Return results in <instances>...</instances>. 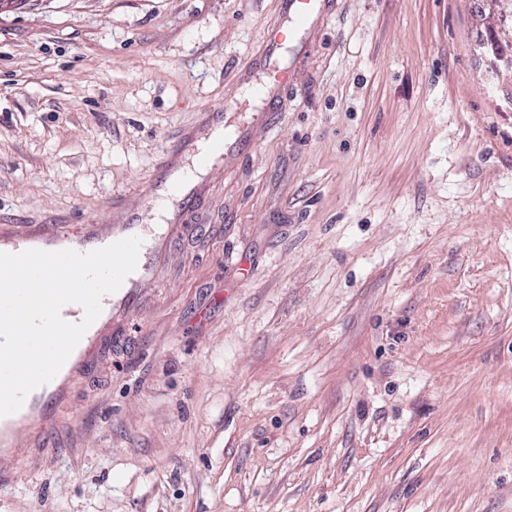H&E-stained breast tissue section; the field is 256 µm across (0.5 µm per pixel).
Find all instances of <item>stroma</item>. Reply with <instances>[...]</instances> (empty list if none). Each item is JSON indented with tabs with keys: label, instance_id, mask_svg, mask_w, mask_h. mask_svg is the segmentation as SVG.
I'll list each match as a JSON object with an SVG mask.
<instances>
[{
	"label": "stroma",
	"instance_id": "stroma-1",
	"mask_svg": "<svg viewBox=\"0 0 512 512\" xmlns=\"http://www.w3.org/2000/svg\"><path fill=\"white\" fill-rule=\"evenodd\" d=\"M278 22L0 12V225L112 218L203 115L257 127L0 437V512H512V72L473 0H332L254 107ZM485 54L490 62V70H499L501 66L512 70V53L508 54L501 39L493 38L484 46Z\"/></svg>",
	"mask_w": 512,
	"mask_h": 512
}]
</instances>
